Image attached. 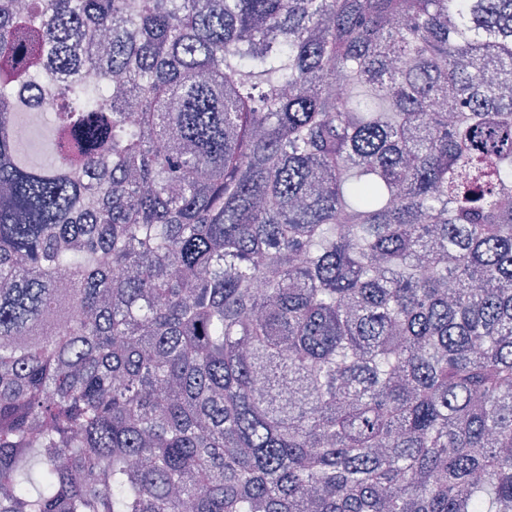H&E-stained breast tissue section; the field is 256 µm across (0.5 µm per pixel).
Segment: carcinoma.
<instances>
[{"label":"carcinoma","mask_w":512,"mask_h":512,"mask_svg":"<svg viewBox=\"0 0 512 512\" xmlns=\"http://www.w3.org/2000/svg\"><path fill=\"white\" fill-rule=\"evenodd\" d=\"M0 512H512V0H0Z\"/></svg>","instance_id":"cac0c4a2"}]
</instances>
